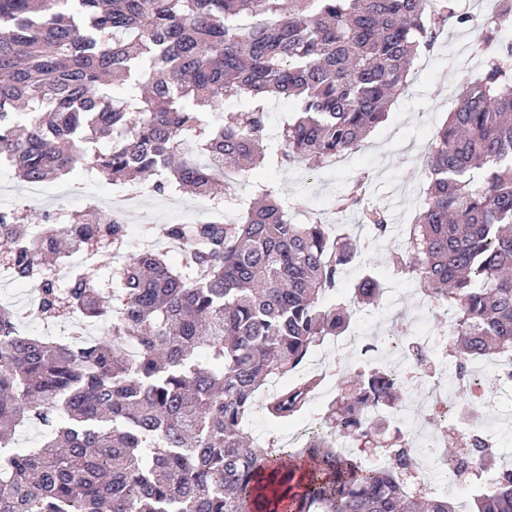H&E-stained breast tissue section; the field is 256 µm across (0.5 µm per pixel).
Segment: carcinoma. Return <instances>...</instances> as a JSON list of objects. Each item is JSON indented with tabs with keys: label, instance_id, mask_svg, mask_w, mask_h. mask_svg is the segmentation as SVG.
Here are the masks:
<instances>
[{
	"label": "carcinoma",
	"instance_id": "1",
	"mask_svg": "<svg viewBox=\"0 0 512 512\" xmlns=\"http://www.w3.org/2000/svg\"><path fill=\"white\" fill-rule=\"evenodd\" d=\"M453 18L469 22L455 0H0V158L25 183L78 164L128 187L154 175L159 193L207 194L222 180L215 205L229 208L234 177L265 160L269 96L295 99L276 162L328 164L385 119L437 25ZM511 22L512 0H498L478 38L496 60L431 142L424 207L393 260L433 311L454 314L448 361L471 389L474 362L512 353V38L500 36ZM231 97L251 105L226 112ZM209 113L221 115L214 126ZM192 147L207 161L185 158ZM363 189L338 210H358L384 240L390 215L363 208ZM92 212H60L65 230L43 246L28 245L24 210L0 215V267L35 286L39 321L80 334L110 322L74 348L15 335L19 315L0 303V512H274L291 495L297 512H459L426 491L410 438L372 418L411 395L390 370L337 384L299 448L261 445L243 428L256 407L279 424L303 416L320 386L300 372L309 354L348 330V305L381 297L367 271L330 302L361 257L356 242L293 223L265 190L238 219L149 225L183 247L177 267L146 250L107 278L94 270L63 286L48 262L60 239L126 250V225ZM286 374L292 385L258 401ZM27 425L47 440L11 448ZM381 430L389 465L372 471L360 458ZM340 435L349 450L336 447ZM448 465L480 486L467 512H512V467L483 430L458 435Z\"/></svg>",
	"mask_w": 512,
	"mask_h": 512
}]
</instances>
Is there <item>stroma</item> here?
<instances>
[{"label": "stroma", "instance_id": "obj_1", "mask_svg": "<svg viewBox=\"0 0 512 512\" xmlns=\"http://www.w3.org/2000/svg\"><path fill=\"white\" fill-rule=\"evenodd\" d=\"M489 56L487 48L478 46L473 28L448 21L425 67L412 69L407 92L397 98L386 120L358 149L333 167L312 169L301 163L282 168L270 161L239 178L236 195L250 203L258 191L273 190L294 223L340 224L353 240L362 241L368 234L360 229L358 213L337 214L333 203L363 182L373 203L390 213L395 231H402L405 225L413 223L423 203L428 147L449 111L454 109L460 89L482 72ZM140 189L144 205L126 217L129 251L162 249V242L144 233L145 222L183 223L206 215L204 197L184 192L160 194L148 181L142 183ZM392 252L390 245L377 243L366 250L360 265L348 271L340 297H347L350 288L367 270L377 274L384 288L377 304L354 310L353 329L369 343L382 335L383 322L388 315L396 313L407 321L424 314L428 317L432 341L446 342V333L435 318L430 317L429 306L423 302L419 291L410 283L393 277ZM355 354V347H342L335 340H328L319 348L316 369L325 373L327 384L336 385L339 379L354 372ZM478 381L487 400L495 405L484 425L501 445L500 461L512 465V391L499 386L491 373L479 376ZM325 409V403L315 404L312 413L288 425L272 424L255 411L246 419L245 430L257 442L297 448L302 446L306 431L319 422Z\"/></svg>", "mask_w": 512, "mask_h": 512}]
</instances>
